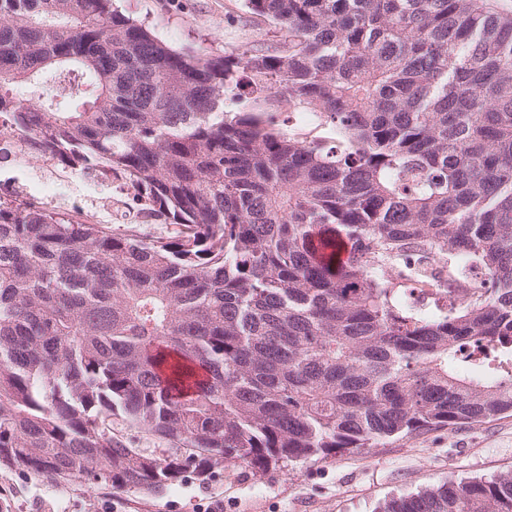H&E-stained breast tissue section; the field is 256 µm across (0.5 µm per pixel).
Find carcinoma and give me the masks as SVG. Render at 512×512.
<instances>
[{"mask_svg":"<svg viewBox=\"0 0 512 512\" xmlns=\"http://www.w3.org/2000/svg\"><path fill=\"white\" fill-rule=\"evenodd\" d=\"M247 4L278 39L232 61L112 0H0V118L137 205L0 199V466L160 493L512 414V15ZM378 512H512V471ZM312 109L305 106H297L295 108L288 109L287 107H283L281 109H273L271 110L272 116L274 118L273 127L283 133H297V134H305L303 136H308L310 139L314 138H329L332 136L331 128L321 125L319 119L317 118L313 123L302 125L298 121V113L299 112H310Z\"/></svg>","mask_w":512,"mask_h":512,"instance_id":"obj_1","label":"carcinoma"}]
</instances>
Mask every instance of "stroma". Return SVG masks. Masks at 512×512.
I'll return each mask as SVG.
<instances>
[{"label":"stroma","instance_id":"1","mask_svg":"<svg viewBox=\"0 0 512 512\" xmlns=\"http://www.w3.org/2000/svg\"><path fill=\"white\" fill-rule=\"evenodd\" d=\"M178 50L238 58L259 40H272L274 25L245 0H113ZM42 192L60 198V209L112 221V199L121 189L102 187L86 173L37 170ZM512 470V416L453 430L417 434L365 448L328 462L293 464L264 473L228 463L223 474L189 479L158 494L118 492L87 480L52 483L0 468V512H206L223 500L224 512H375L388 497L444 481L489 478Z\"/></svg>","mask_w":512,"mask_h":512}]
</instances>
